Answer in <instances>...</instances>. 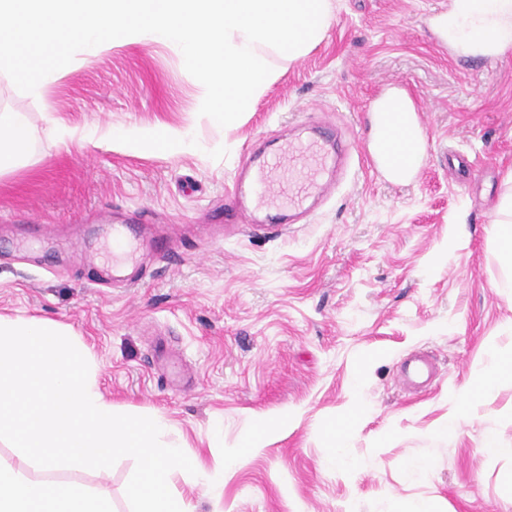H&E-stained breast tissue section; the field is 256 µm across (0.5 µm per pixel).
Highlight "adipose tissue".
Masks as SVG:
<instances>
[{
  "label": "adipose tissue",
  "instance_id": "1",
  "mask_svg": "<svg viewBox=\"0 0 512 512\" xmlns=\"http://www.w3.org/2000/svg\"><path fill=\"white\" fill-rule=\"evenodd\" d=\"M446 22L463 53L496 58L512 49V0H454ZM372 112L374 144L409 138L412 159L421 162L425 137L406 94L389 89L374 101ZM35 138L24 117L0 113V175L30 162ZM122 138L134 148L150 144L177 151L191 144L189 130L166 127L129 129ZM0 512H112V503L86 486L41 480L27 470L0 463Z\"/></svg>",
  "mask_w": 512,
  "mask_h": 512
}]
</instances>
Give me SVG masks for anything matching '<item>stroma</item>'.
<instances>
[{"label": "stroma", "mask_w": 512, "mask_h": 512, "mask_svg": "<svg viewBox=\"0 0 512 512\" xmlns=\"http://www.w3.org/2000/svg\"><path fill=\"white\" fill-rule=\"evenodd\" d=\"M332 2L325 36L294 61L270 57L277 79L224 128L200 116L205 88L180 49L147 39L76 54L38 99L0 75V113L39 132L34 163L0 176V314L70 326L117 413L171 423L224 484L213 501L173 474L195 512H512V456L482 446L488 433L512 446V380L446 430L488 354H512V270L491 233L512 176V51L458 52L432 23L450 0ZM392 86L426 137L405 183L361 162ZM51 120L79 137L188 129L197 146L65 148L43 136ZM303 123L333 128L346 163L324 176V202L270 232L231 192L255 149ZM139 220L175 257L149 253L133 285L106 287L112 227ZM418 351L438 373L411 393L402 364ZM342 423L344 462L330 458ZM134 469L123 457L105 475L38 477L97 487L128 512Z\"/></svg>", "instance_id": "stroma-1"}]
</instances>
